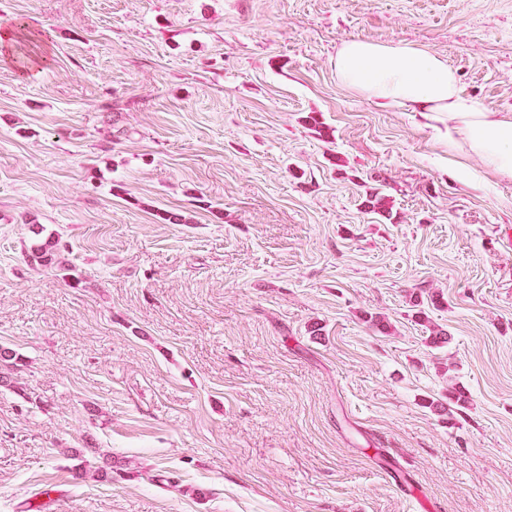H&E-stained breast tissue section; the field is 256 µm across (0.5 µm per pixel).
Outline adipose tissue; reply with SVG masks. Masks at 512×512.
<instances>
[{
  "label": "adipose tissue",
  "mask_w": 512,
  "mask_h": 512,
  "mask_svg": "<svg viewBox=\"0 0 512 512\" xmlns=\"http://www.w3.org/2000/svg\"><path fill=\"white\" fill-rule=\"evenodd\" d=\"M341 85L384 106L418 113L463 158L512 179V115L463 95L442 55L405 42L344 41L336 52Z\"/></svg>",
  "instance_id": "obj_1"
}]
</instances>
